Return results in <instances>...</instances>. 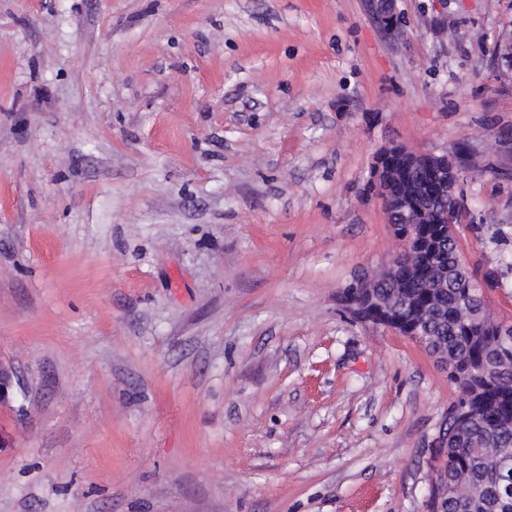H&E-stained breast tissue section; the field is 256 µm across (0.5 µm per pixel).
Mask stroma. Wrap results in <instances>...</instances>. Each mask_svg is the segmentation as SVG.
<instances>
[{"label":"stroma","mask_w":512,"mask_h":512,"mask_svg":"<svg viewBox=\"0 0 512 512\" xmlns=\"http://www.w3.org/2000/svg\"><path fill=\"white\" fill-rule=\"evenodd\" d=\"M397 11L0 0V512H427L454 387L339 292L401 249L376 152L464 141L512 324V9ZM396 0H366L368 12L385 32H394L398 26Z\"/></svg>","instance_id":"35a3bbf8"}]
</instances>
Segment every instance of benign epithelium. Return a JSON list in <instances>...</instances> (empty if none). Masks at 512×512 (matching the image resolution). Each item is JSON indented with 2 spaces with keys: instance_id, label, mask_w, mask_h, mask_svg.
<instances>
[{
  "instance_id": "7a95c632",
  "label": "benign epithelium",
  "mask_w": 512,
  "mask_h": 512,
  "mask_svg": "<svg viewBox=\"0 0 512 512\" xmlns=\"http://www.w3.org/2000/svg\"><path fill=\"white\" fill-rule=\"evenodd\" d=\"M366 7L384 31L391 33L396 30L399 22L396 0H366ZM472 166V154L464 143H458L440 155L416 152L398 143L384 146L376 153L368 189L381 201L392 229L398 230L396 237L402 242V250L394 258L383 279L358 278L341 291V304L351 315L364 323L389 328L423 343L418 326L395 319L391 304L380 299L376 288L385 282L392 283L397 288V300L400 303L406 306L416 304L418 295L407 284L409 275L405 272V264L412 255L432 256L450 229L442 228L439 215L434 211L398 196L396 186L406 180L408 171L417 167L426 168L440 178L437 188L457 200L459 196L456 188L463 174ZM472 327V335L480 340L492 336L500 348L512 342L511 324L499 323L490 329L485 323V317L479 315L473 318ZM433 357L453 375L452 384L458 391L457 415L465 416L470 406L481 400L482 393L492 388L485 367L458 362L450 364L448 355L439 351ZM469 483L470 472L467 469L457 471L456 479L451 483L436 478L430 485L428 499L446 498L456 488Z\"/></svg>"
}]
</instances>
